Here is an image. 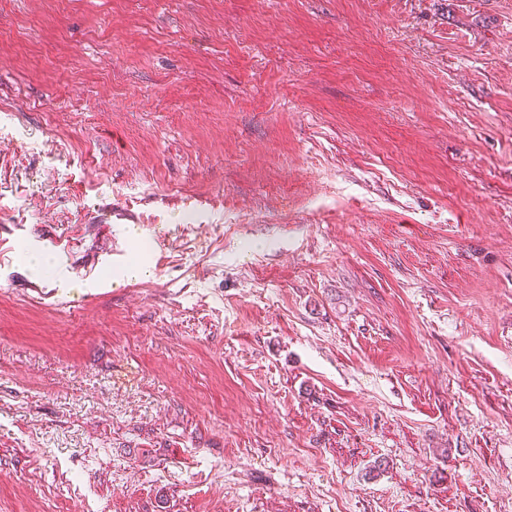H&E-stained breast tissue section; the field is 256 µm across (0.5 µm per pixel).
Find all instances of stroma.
<instances>
[{"label": "stroma", "instance_id": "35a3bbf8", "mask_svg": "<svg viewBox=\"0 0 512 512\" xmlns=\"http://www.w3.org/2000/svg\"><path fill=\"white\" fill-rule=\"evenodd\" d=\"M0 30V512H512V0Z\"/></svg>", "mask_w": 512, "mask_h": 512}]
</instances>
